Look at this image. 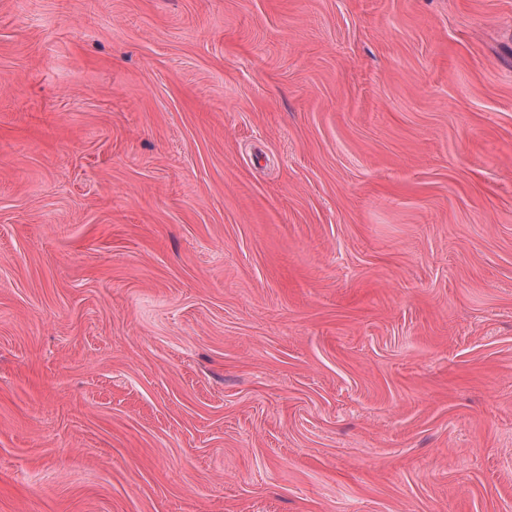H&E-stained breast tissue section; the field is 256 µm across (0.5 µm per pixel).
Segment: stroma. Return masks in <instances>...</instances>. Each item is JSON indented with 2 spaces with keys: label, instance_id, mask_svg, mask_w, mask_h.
<instances>
[{
  "label": "stroma",
  "instance_id": "35a3bbf8",
  "mask_svg": "<svg viewBox=\"0 0 512 512\" xmlns=\"http://www.w3.org/2000/svg\"><path fill=\"white\" fill-rule=\"evenodd\" d=\"M0 512H512V0H0Z\"/></svg>",
  "mask_w": 512,
  "mask_h": 512
}]
</instances>
